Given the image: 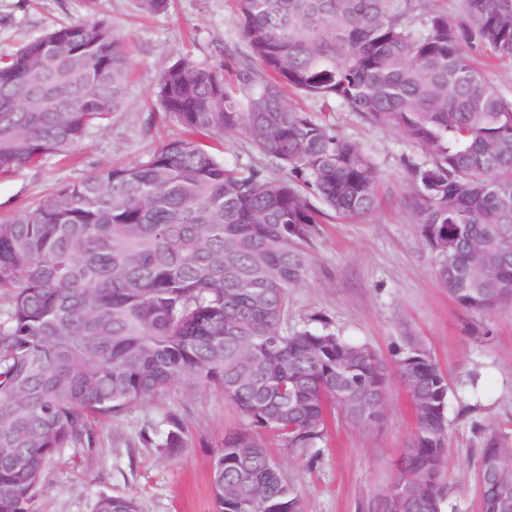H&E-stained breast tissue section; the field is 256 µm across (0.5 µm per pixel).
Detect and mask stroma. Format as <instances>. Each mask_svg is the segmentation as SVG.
<instances>
[{"instance_id": "stroma-1", "label": "stroma", "mask_w": 512, "mask_h": 512, "mask_svg": "<svg viewBox=\"0 0 512 512\" xmlns=\"http://www.w3.org/2000/svg\"><path fill=\"white\" fill-rule=\"evenodd\" d=\"M103 18L126 38L131 59L127 105L92 128L70 159L0 175V222L34 206L57 188L105 164L131 165L179 138L155 96L175 55L216 63L222 46L246 52L235 0H170L147 15L135 0H0V55L75 19ZM292 103L336 133L360 143L376 163L378 204L368 216L326 219L309 249L305 280L291 289L288 323L321 312L337 333L364 343L396 364L409 341L420 343L448 373L447 468L453 512H479L481 427L512 430V309L467 313L435 277L438 258L426 245L411 201L410 163L424 154L401 131L358 113L300 96ZM177 416L185 448L171 456L158 442ZM251 423L214 385L176 383L122 414L96 424L93 454L62 459L46 471L39 512H91L101 495L137 498L141 512H215L212 468L224 439ZM416 428L413 404L391 378L384 416L375 425L333 421L313 463L289 454L279 439L267 451L302 500L304 512H368L397 478L396 460Z\"/></svg>"}]
</instances>
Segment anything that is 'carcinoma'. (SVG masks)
I'll return each mask as SVG.
<instances>
[{
	"label": "carcinoma",
	"mask_w": 512,
	"mask_h": 512,
	"mask_svg": "<svg viewBox=\"0 0 512 512\" xmlns=\"http://www.w3.org/2000/svg\"><path fill=\"white\" fill-rule=\"evenodd\" d=\"M248 53L220 66L179 54L157 96L185 136L129 166L104 165L0 224V512H38L47 468L91 453L95 423L181 381L215 384L252 424L313 461L331 417L370 425L398 374L416 429L370 512H439L448 378L411 345L391 366L314 314L288 329L289 290L328 214L376 205L378 168L357 142L293 107L291 88L403 131L425 155L409 172L435 275L463 310L512 306V96L469 49L512 58V0L464 13L415 0H236ZM232 79L224 78V68ZM125 39L77 20L0 55V173L67 156L126 105ZM239 133L283 178L229 168L201 138ZM321 202L327 211L314 205ZM160 447L186 446L179 418ZM512 434L482 430L480 512H512ZM218 512H303L264 437L215 457ZM92 512H139L99 496Z\"/></svg>",
	"instance_id": "1"
}]
</instances>
